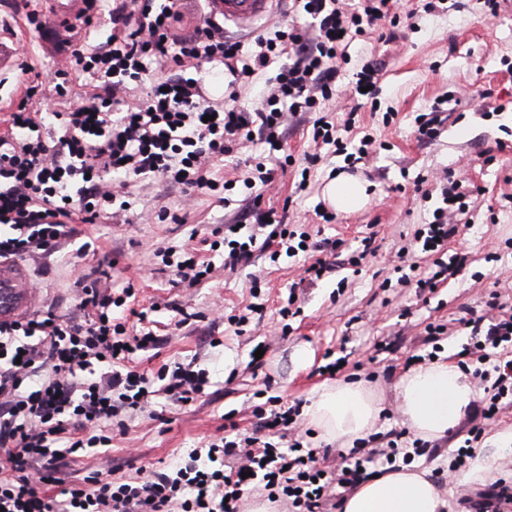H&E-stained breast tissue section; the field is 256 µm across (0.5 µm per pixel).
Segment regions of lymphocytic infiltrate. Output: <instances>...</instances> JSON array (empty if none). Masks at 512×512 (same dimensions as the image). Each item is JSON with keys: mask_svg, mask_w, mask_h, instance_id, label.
I'll return each mask as SVG.
<instances>
[{"mask_svg": "<svg viewBox=\"0 0 512 512\" xmlns=\"http://www.w3.org/2000/svg\"><path fill=\"white\" fill-rule=\"evenodd\" d=\"M85 9L67 23L69 39L58 52L67 64L49 70L43 83L27 86L0 135V257L20 258L32 251H55L73 236L74 223L92 224L104 215L124 216L134 200L114 189L105 174L122 178H162L190 191H218L211 162L230 156L251 137L265 144L268 159L282 144L289 115L314 112L336 89L348 56L349 40L365 35L390 14L391 0H299L309 28L274 24L250 46L225 36L208 14L179 33L183 0H84ZM111 33L104 45L89 41L101 15ZM222 65L233 83L266 77L260 107L248 108L236 93L218 101L204 96L199 74ZM90 80L83 93L73 89L74 73ZM150 77L142 100L131 97ZM422 238L433 254L430 272L418 288L435 289L466 265V253L448 251L462 226L469 193L451 181L441 190ZM254 226L240 236L225 225L218 245L224 265L235 269L253 253L271 246L294 256L308 233H295L274 211L253 212ZM165 267L194 287L212 272L184 247L162 252ZM132 285L120 292L83 288L78 316L49 313L0 325V512H243L259 476L266 499L285 503L288 512H335L340 490L356 487L379 471L396 470L423 457L433 462L432 477L444 483L478 447L487 426L512 408V314L489 322L467 319L470 341L460 352V367L478 380L482 398L461 433L464 441L449 464L439 463L440 445L407 440L391 429L384 447L358 439L341 457L334 475L317 464L310 446L295 434L298 406L285 411L256 405L257 424L246 437H221L193 449L190 462L123 483L66 482L60 472L68 456L110 445L108 427H123V417L150 405L155 382L176 402L189 404L207 383L203 371L181 363L159 369L156 377L131 369L133 355L153 347L151 308L137 314L140 330L130 336L113 309L130 305ZM86 430L83 438L60 444L65 419ZM276 431L277 442L263 433ZM57 484L60 498L46 496Z\"/></svg>", "mask_w": 512, "mask_h": 512, "instance_id": "1", "label": "lymphocytic infiltrate"}]
</instances>
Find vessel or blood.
Wrapping results in <instances>:
<instances>
[{"mask_svg":"<svg viewBox=\"0 0 512 512\" xmlns=\"http://www.w3.org/2000/svg\"><path fill=\"white\" fill-rule=\"evenodd\" d=\"M213 17L242 29L252 28L273 12L276 0H208ZM40 304L32 276L18 260L0 259V324H10L33 314Z\"/></svg>","mask_w":512,"mask_h":512,"instance_id":"b4317fda","label":"vessel or blood"}]
</instances>
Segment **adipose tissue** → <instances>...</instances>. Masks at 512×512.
<instances>
[{"label":"adipose tissue","mask_w":512,"mask_h":512,"mask_svg":"<svg viewBox=\"0 0 512 512\" xmlns=\"http://www.w3.org/2000/svg\"><path fill=\"white\" fill-rule=\"evenodd\" d=\"M400 411L405 424L425 440L447 436L472 408L477 391L458 366L433 361L410 369L399 385ZM382 407L361 382H341L322 389L308 408V421L329 440L353 442L366 437ZM512 450V433L479 452L468 469L456 474L462 484L501 477L499 460ZM446 501L427 472L408 468L372 477L343 503V512H444Z\"/></svg>","instance_id":"adipose-tissue-1"}]
</instances>
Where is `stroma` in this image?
Listing matches in <instances>:
<instances>
[{"label":"stroma","mask_w":512,"mask_h":512,"mask_svg":"<svg viewBox=\"0 0 512 512\" xmlns=\"http://www.w3.org/2000/svg\"><path fill=\"white\" fill-rule=\"evenodd\" d=\"M451 2L448 10L427 13L419 0H396L398 25L385 22L353 38L336 93L319 113L300 112L288 120L283 151L295 162L277 173L261 207L274 209L282 223L304 225L313 240L336 242V250L325 254L334 269L322 279L303 281L300 255L273 260L257 252L249 265L225 269L209 242L218 225L235 223L242 214V193L230 191L224 204L203 192L187 195L161 179L131 184L136 203L126 221L76 225L74 236L56 253L25 257L40 293V312L66 317L76 315L89 273L111 264L113 286L133 283L139 304L159 307L153 329L163 341L136 355L134 366L153 375L179 361L206 370L210 379L192 404L161 393L146 409L126 414L125 431L113 433L111 446L71 458L68 479L96 475L120 481L142 469L160 470L222 437L229 421L251 434L254 394L263 388L286 408L310 405L333 380L359 379L381 400L384 415L375 431L403 428L398 385L426 324H446L439 357L454 362L468 339L461 317L487 314L494 292L512 304V0H501L494 16L487 0ZM30 10L29 0H0V35L18 39L17 67L0 68V132L24 95L25 67L52 68L53 46L67 36L60 27L41 35L27 22ZM368 60L381 69L372 105L358 103L351 90L353 72ZM485 97L496 112L482 113ZM435 104L444 110L441 133L432 141L419 140L415 119ZM353 110L376 143L369 160L351 172L343 156L314 143L309 131L319 116L343 126ZM346 172L366 184L368 201L356 212H340L335 221L324 222L321 215L330 209L324 187ZM450 177L463 181L470 193V226L451 244L467 253L468 265L435 291H424L399 282L394 268L431 265V258L417 251L415 235L430 223ZM303 178L308 186L300 192L296 186ZM163 209L186 212V223L160 222ZM368 236L377 252L352 269L348 259ZM88 240L94 249L81 251ZM171 245L186 246L211 263V278L194 288L175 283L173 272L155 255ZM404 246L409 252L402 257L398 251ZM254 277L264 284L255 298L249 293ZM292 292L301 312L286 321L279 311ZM255 300L262 310L248 312ZM177 307L189 313L186 323L176 322ZM232 315L245 317L243 328L229 324ZM258 346L264 354L255 363L251 352ZM329 353L344 362L333 380L319 372Z\"/></svg>","instance_id":"1"}]
</instances>
